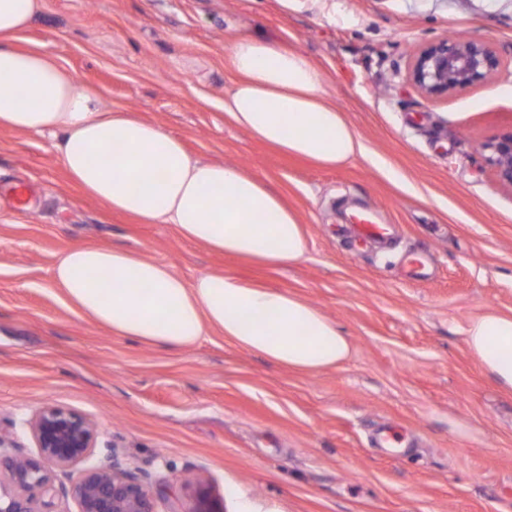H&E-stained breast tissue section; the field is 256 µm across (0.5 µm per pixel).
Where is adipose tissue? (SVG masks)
Returning <instances> with one entry per match:
<instances>
[{"instance_id":"obj_1","label":"adipose tissue","mask_w":512,"mask_h":512,"mask_svg":"<svg viewBox=\"0 0 512 512\" xmlns=\"http://www.w3.org/2000/svg\"><path fill=\"white\" fill-rule=\"evenodd\" d=\"M43 0H0V129L54 136L71 181L109 210L170 224L215 252L272 267L305 257L302 224L260 178L191 157L182 141L134 113L107 110L98 92L42 48L16 42ZM235 80L224 112L282 152L336 166L363 154L357 133L327 101L302 52L244 35L229 52ZM53 281L80 311L118 336L163 348L212 332L301 372L346 360L348 337L318 308L221 273L185 280L169 265L123 248L80 245L61 254ZM482 371L512 391V315L483 312L468 325Z\"/></svg>"}]
</instances>
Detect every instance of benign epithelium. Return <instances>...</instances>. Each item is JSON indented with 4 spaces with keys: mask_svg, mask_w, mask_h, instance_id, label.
Instances as JSON below:
<instances>
[{
    "mask_svg": "<svg viewBox=\"0 0 512 512\" xmlns=\"http://www.w3.org/2000/svg\"><path fill=\"white\" fill-rule=\"evenodd\" d=\"M504 65L488 43L473 37L441 38L421 46L412 57L409 77L430 98L466 90L492 77ZM486 162L498 178L512 186V128L483 146ZM39 459L14 456L15 441L0 434V512H40L33 490L53 489L46 465L77 469L73 482L61 487L78 512H154L140 477L115 463L91 464L97 441L95 422L68 409L48 405L29 422ZM189 512H223L208 484L196 479Z\"/></svg>",
    "mask_w": 512,
    "mask_h": 512,
    "instance_id": "benign-epithelium-1",
    "label": "benign epithelium"
}]
</instances>
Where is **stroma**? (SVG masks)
Returning a JSON list of instances; mask_svg holds the SVG:
<instances>
[{
	"instance_id": "35a3bbf8",
	"label": "stroma",
	"mask_w": 512,
	"mask_h": 512,
	"mask_svg": "<svg viewBox=\"0 0 512 512\" xmlns=\"http://www.w3.org/2000/svg\"><path fill=\"white\" fill-rule=\"evenodd\" d=\"M249 34L309 57L365 155L322 167L228 119V54ZM457 35L506 68L424 96L411 49ZM18 43L43 46L105 108L157 123L193 157L271 182L308 243L282 267L213 252L112 213L68 179L48 138L0 129V432L23 454H37L28 420L54 405L96 422L94 461L135 469L155 512H189L197 473L224 512L246 499L275 512H512V392L465 336L486 310L512 314V187L483 151L512 127V0H44ZM363 206L395 226V246L349 235ZM78 245L298 295L349 337L350 356L303 373L218 333L182 349L113 335L53 283ZM417 255L422 279L408 275Z\"/></svg>"
}]
</instances>
